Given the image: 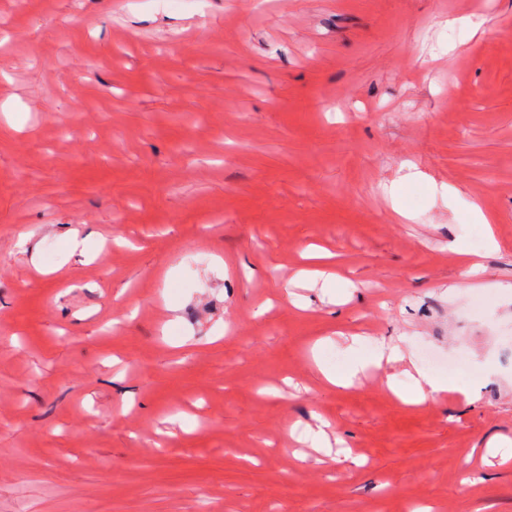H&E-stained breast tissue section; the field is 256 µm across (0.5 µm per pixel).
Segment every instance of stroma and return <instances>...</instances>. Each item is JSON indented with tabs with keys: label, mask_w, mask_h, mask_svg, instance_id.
<instances>
[{
	"label": "stroma",
	"mask_w": 512,
	"mask_h": 512,
	"mask_svg": "<svg viewBox=\"0 0 512 512\" xmlns=\"http://www.w3.org/2000/svg\"><path fill=\"white\" fill-rule=\"evenodd\" d=\"M511 346L512 0H0V512H512ZM330 256V254L310 248L305 257L314 260V262L310 264L308 269L300 271L298 277L313 281L314 283L320 279L322 280L323 288H332L333 284L335 285L336 283V274L332 272V266L329 263L322 261ZM405 355L396 345H390L384 341L378 342L367 360L353 362L346 371L341 374H333L322 370L325 380L331 385L337 387H351L354 385L361 373L368 367L373 366L377 369H385L397 363L403 362ZM412 367L415 373L406 370V374L414 380L412 389L406 390L399 388L395 383L394 376H388L389 387L403 403L418 405L429 401H436L445 393L454 389V387L448 385V380L445 381L432 376L414 363Z\"/></svg>",
	"instance_id": "stroma-1"
}]
</instances>
